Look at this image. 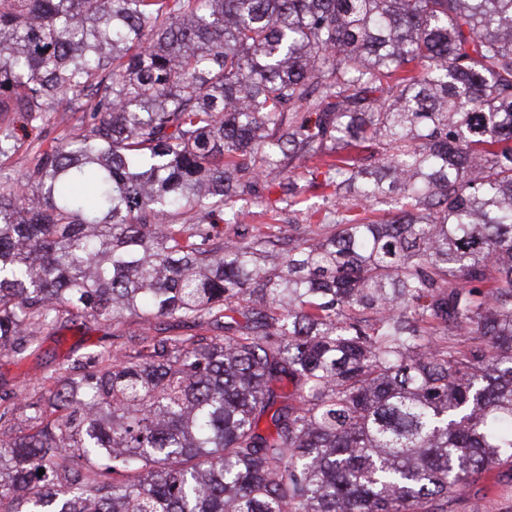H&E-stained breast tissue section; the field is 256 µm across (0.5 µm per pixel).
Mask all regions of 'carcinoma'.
I'll return each mask as SVG.
<instances>
[{"instance_id":"1","label":"carcinoma","mask_w":512,"mask_h":512,"mask_svg":"<svg viewBox=\"0 0 512 512\" xmlns=\"http://www.w3.org/2000/svg\"><path fill=\"white\" fill-rule=\"evenodd\" d=\"M63 103L0 185V348L221 334L24 397L0 512H448L512 462V0H0V112ZM316 158L318 230L216 240ZM143 329L139 330L138 334H141L143 332H148L150 335L156 334V329L160 328H169L165 333H162V336L166 335H178V334H204L206 336H213L214 334H217L216 330H212L210 328H194V329H188L184 328L182 326H178L174 321H153L151 324H145L142 326Z\"/></svg>"}]
</instances>
